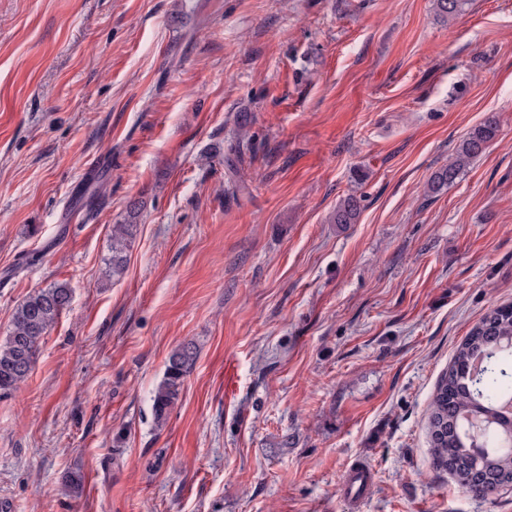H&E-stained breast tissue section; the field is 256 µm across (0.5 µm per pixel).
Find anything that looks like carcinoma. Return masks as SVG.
<instances>
[{
    "mask_svg": "<svg viewBox=\"0 0 512 512\" xmlns=\"http://www.w3.org/2000/svg\"><path fill=\"white\" fill-rule=\"evenodd\" d=\"M438 16L452 20L465 12L468 0H433ZM499 125L489 118L457 147L448 165L438 169L427 183V195L436 196L464 174L470 162L497 137ZM252 140L231 144L226 157L235 174ZM363 197L347 195L330 217L333 224H354ZM139 207L132 203L122 224L112 225V277L123 275L127 251L136 227ZM71 301V290L53 284L30 294L15 309L10 330L0 342V394L15 391L25 382L44 336ZM197 358L193 344L174 349L162 380L152 391L155 425L163 426L177 404L185 379ZM429 447L433 466L448 473L469 496L482 500L512 486V446L503 442L512 435V304L485 314L456 349L437 382L429 404Z\"/></svg>",
    "mask_w": 512,
    "mask_h": 512,
    "instance_id": "obj_1",
    "label": "carcinoma"
}]
</instances>
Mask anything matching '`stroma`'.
<instances>
[{"instance_id":"obj_1","label":"stroma","mask_w":512,"mask_h":512,"mask_svg":"<svg viewBox=\"0 0 512 512\" xmlns=\"http://www.w3.org/2000/svg\"><path fill=\"white\" fill-rule=\"evenodd\" d=\"M352 192L357 222L330 223ZM53 283L70 305L0 396V512H347L353 463L360 512H512V487L435 471L427 430L457 346L512 302V0L447 22L433 0H0V340ZM499 125L489 118L476 127L457 147L448 165L438 169L427 183V196H436L452 186L464 174L470 162L479 156L497 137ZM139 207L134 202L130 204L127 211V218L122 224H115L112 227V255L109 258V269L112 271V278L123 275L127 265V251L134 235V228L137 226ZM197 352L192 343L180 345L169 356L162 380L152 391V414L155 425L162 427L177 404L185 379L192 371ZM373 476V469L366 465L351 466L346 470L343 490L349 509H357L363 504L365 490Z\"/></svg>"}]
</instances>
